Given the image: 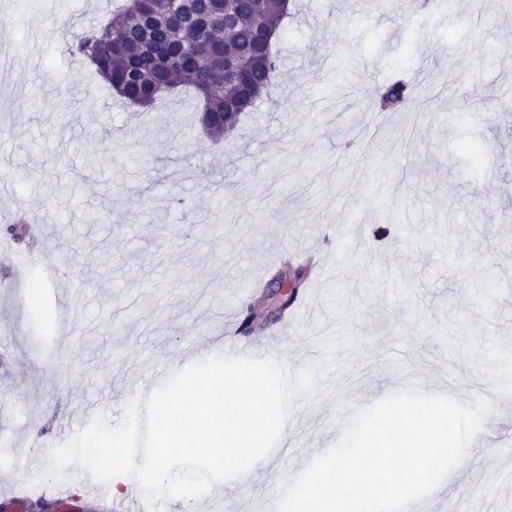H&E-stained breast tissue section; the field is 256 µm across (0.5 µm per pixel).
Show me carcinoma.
I'll return each instance as SVG.
<instances>
[{"label": "carcinoma", "mask_w": 512, "mask_h": 512, "mask_svg": "<svg viewBox=\"0 0 512 512\" xmlns=\"http://www.w3.org/2000/svg\"><path fill=\"white\" fill-rule=\"evenodd\" d=\"M170 4L171 0H126L102 29L67 24L65 49L88 62L119 100L144 109L161 106L178 88V78H187L186 86L201 102V128L222 136L225 127L213 123L215 116L228 114V126L234 128L242 114L271 97L281 58L270 47L267 58L256 61L251 49L260 37L278 31L287 16L286 5L283 0H242L227 18L224 0H211L209 22L196 26L170 23ZM413 95L410 83L394 77L381 91L380 107L397 108ZM313 274L312 265L297 270L281 314L290 310Z\"/></svg>", "instance_id": "obj_1"}]
</instances>
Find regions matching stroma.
Segmentation results:
<instances>
[{"label": "stroma", "mask_w": 512, "mask_h": 512, "mask_svg": "<svg viewBox=\"0 0 512 512\" xmlns=\"http://www.w3.org/2000/svg\"><path fill=\"white\" fill-rule=\"evenodd\" d=\"M276 48L273 101L209 140L193 96L124 106L71 57L63 24H102L106 0H0V210L33 239L0 249V500L61 512L51 488L104 512L111 483L80 466L54 481L50 454L85 423L119 424L143 382L217 353L251 311L254 338L294 370L318 369L292 403L280 456L249 489L220 481L154 512H267L268 494L342 437L352 414L418 389L464 401L512 381V10L457 0H297ZM413 82L405 109L373 116L374 90ZM483 153L467 151L472 142ZM70 186L43 223L48 184ZM393 216L374 235L376 205ZM320 271L288 316L254 294ZM36 279L17 295L15 270ZM512 446L465 459L428 512H512ZM495 497L484 498L485 486ZM29 496L26 504L15 497Z\"/></svg>", "instance_id": "stroma-1"}]
</instances>
